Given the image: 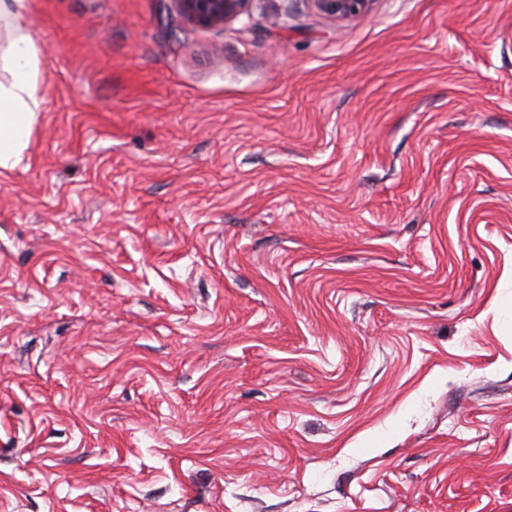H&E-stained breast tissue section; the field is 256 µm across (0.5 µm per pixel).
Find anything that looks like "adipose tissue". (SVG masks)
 <instances>
[{
  "label": "adipose tissue",
  "instance_id": "obj_1",
  "mask_svg": "<svg viewBox=\"0 0 512 512\" xmlns=\"http://www.w3.org/2000/svg\"><path fill=\"white\" fill-rule=\"evenodd\" d=\"M28 0H0V19L15 21L16 28L7 59L11 74L8 84H0V169H10L27 148L36 114L35 75L38 50L19 21Z\"/></svg>",
  "mask_w": 512,
  "mask_h": 512
}]
</instances>
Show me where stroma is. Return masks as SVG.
<instances>
[{
	"mask_svg": "<svg viewBox=\"0 0 512 512\" xmlns=\"http://www.w3.org/2000/svg\"><path fill=\"white\" fill-rule=\"evenodd\" d=\"M0 512H512V0H29ZM181 14L190 22L210 27L237 17L248 0H175ZM321 13L335 18H348L368 13L374 0H309Z\"/></svg>",
	"mask_w": 512,
	"mask_h": 512,
	"instance_id": "stroma-1",
	"label": "stroma"
}]
</instances>
